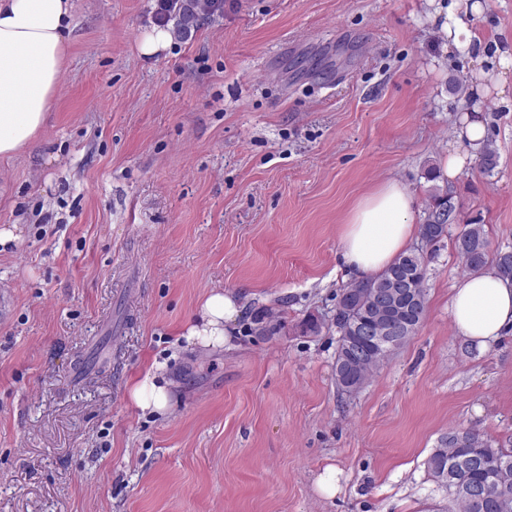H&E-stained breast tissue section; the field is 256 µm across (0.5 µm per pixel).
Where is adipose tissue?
<instances>
[{"label": "adipose tissue", "instance_id": "adipose-tissue-1", "mask_svg": "<svg viewBox=\"0 0 512 512\" xmlns=\"http://www.w3.org/2000/svg\"><path fill=\"white\" fill-rule=\"evenodd\" d=\"M73 0H0V158L27 147L42 129L56 93L73 23ZM413 194L400 181L363 195L342 227L345 272L384 270L414 240ZM458 337L487 348L512 331V282L487 269L458 281L449 304ZM240 308L232 293L213 291L185 331L188 341L221 347Z\"/></svg>", "mask_w": 512, "mask_h": 512}]
</instances>
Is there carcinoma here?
<instances>
[{"instance_id":"obj_1","label":"carcinoma","mask_w":512,"mask_h":512,"mask_svg":"<svg viewBox=\"0 0 512 512\" xmlns=\"http://www.w3.org/2000/svg\"><path fill=\"white\" fill-rule=\"evenodd\" d=\"M209 2L176 0L166 18V22L172 23V33L186 38L198 29L204 19L213 14ZM477 156L484 170H494L497 152L492 142H486ZM451 206L457 207L454 188L435 189L426 204L420 236L432 244L446 236L448 227L441 220L446 217L453 224L457 221V212L449 210ZM455 249L468 271H480L490 263L500 276L512 280V251L499 250L489 255V241L483 225H466L456 237ZM426 270L424 251L416 248L400 254L377 275L353 281L340 294L336 310V327L340 331L347 326L345 309L348 307L355 318H369L374 325H379L378 310L372 295L394 276L409 279L416 298L410 311L403 310L395 316V320L408 326L397 343L385 349L369 347L354 361V374L360 384H365L384 360L403 347L423 323L426 316ZM427 468L431 477L448 491V496L460 506L462 512H500V507L496 505L500 499L508 501L509 512H512V451L494 447L485 436L465 428L448 430L427 459ZM475 488L487 489L488 498L482 502L474 501L470 492Z\"/></svg>"}]
</instances>
